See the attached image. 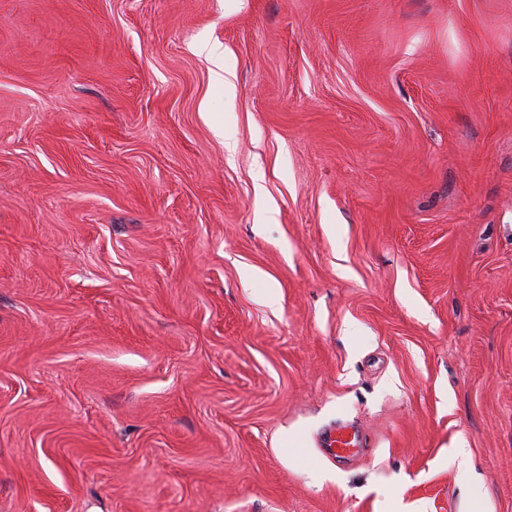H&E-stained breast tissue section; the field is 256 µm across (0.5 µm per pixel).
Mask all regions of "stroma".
Listing matches in <instances>:
<instances>
[{"mask_svg": "<svg viewBox=\"0 0 512 512\" xmlns=\"http://www.w3.org/2000/svg\"><path fill=\"white\" fill-rule=\"evenodd\" d=\"M474 487L512 512V0H0V512ZM327 447L331 448L336 457H341L344 454H355L356 447H361V442L356 435H351L345 432H338L329 435L327 440Z\"/></svg>", "mask_w": 512, "mask_h": 512, "instance_id": "1", "label": "stroma"}]
</instances>
